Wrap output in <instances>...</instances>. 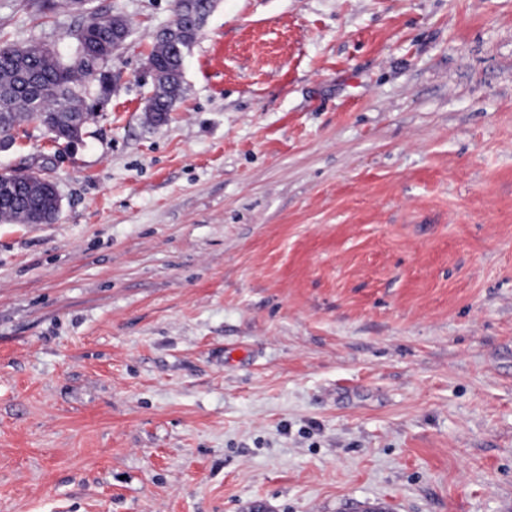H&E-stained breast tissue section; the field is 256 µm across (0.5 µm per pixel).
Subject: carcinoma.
<instances>
[{
  "mask_svg": "<svg viewBox=\"0 0 512 512\" xmlns=\"http://www.w3.org/2000/svg\"><path fill=\"white\" fill-rule=\"evenodd\" d=\"M215 0H174V20L180 33L194 41L196 17L211 11ZM88 0H68L69 8L86 19L73 31L69 50L54 52L42 42L27 41L0 48V146L10 143L24 121L49 129L58 140L81 139L84 127L99 112L112 91L105 72L127 40L113 34L116 16L99 17L88 11ZM147 64L154 72L146 120L167 123L183 93L184 60L167 44L155 40ZM46 183L36 176L18 180L0 175V221L44 224L55 220Z\"/></svg>",
  "mask_w": 512,
  "mask_h": 512,
  "instance_id": "obj_1",
  "label": "carcinoma"
}]
</instances>
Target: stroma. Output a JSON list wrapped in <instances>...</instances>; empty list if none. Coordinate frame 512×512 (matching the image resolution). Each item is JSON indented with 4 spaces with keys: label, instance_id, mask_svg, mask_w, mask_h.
<instances>
[{
    "label": "stroma",
    "instance_id": "35a3bbf8",
    "mask_svg": "<svg viewBox=\"0 0 512 512\" xmlns=\"http://www.w3.org/2000/svg\"><path fill=\"white\" fill-rule=\"evenodd\" d=\"M93 5L100 116L0 148V512H512V0H216L156 128L173 0ZM18 180L12 174L0 175V221L20 224H44L56 219L46 193L49 183L60 202L55 185L37 176L23 175Z\"/></svg>",
    "mask_w": 512,
    "mask_h": 512
}]
</instances>
